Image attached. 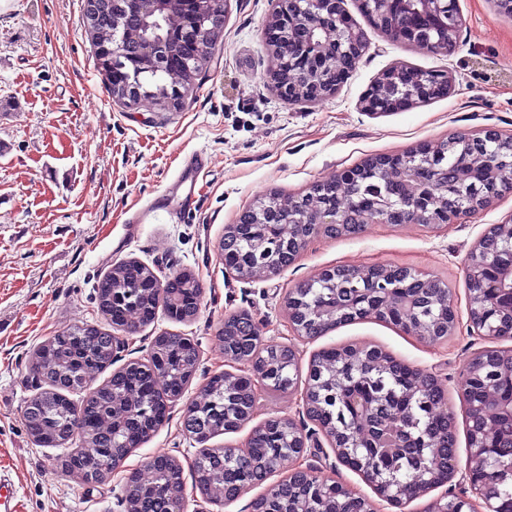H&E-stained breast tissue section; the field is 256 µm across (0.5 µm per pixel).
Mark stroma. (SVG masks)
Instances as JSON below:
<instances>
[{
    "instance_id": "obj_1",
    "label": "stroma",
    "mask_w": 512,
    "mask_h": 512,
    "mask_svg": "<svg viewBox=\"0 0 512 512\" xmlns=\"http://www.w3.org/2000/svg\"><path fill=\"white\" fill-rule=\"evenodd\" d=\"M458 9L462 26L452 53L405 46L368 26L367 53L333 95L290 103L267 79L272 56L263 29L272 0H229L213 49L177 102L113 100L97 71L85 0H10L0 8V494H13L15 512H122L127 473L146 472L161 455L182 466L186 512H251L265 491L246 487L225 505L203 498L191 482L201 446L184 431L178 406L121 469L99 482L62 471L65 449L33 443L23 419L38 391L28 369L32 349L73 326L103 324L97 282L130 258L160 276L193 271L201 307L185 323L158 311L152 324L126 338L119 364L146 358L159 332L190 336L201 351L186 390L194 397L212 375L238 373L216 332L242 311L260 323L264 343L293 347L303 368L327 346L376 344L441 380L457 419L458 463L467 465L465 374L488 342L470 331L466 269L485 231L512 221V193L455 224L370 222L350 237L310 238L291 265L267 278L239 277L217 258L225 226L271 191L300 194L364 158L460 133L493 129L512 137V17L498 13L493 0H458ZM400 62L450 71V94L405 110L363 112L368 89ZM199 154L207 165L195 209L178 216L150 210ZM371 265L447 282L459 317L454 334L431 343L366 319L311 341L293 336L289 290L328 268ZM307 462L315 475L371 499L377 512H424L437 498L465 491L454 480L397 508L340 464L330 443L312 449Z\"/></svg>"
}]
</instances>
